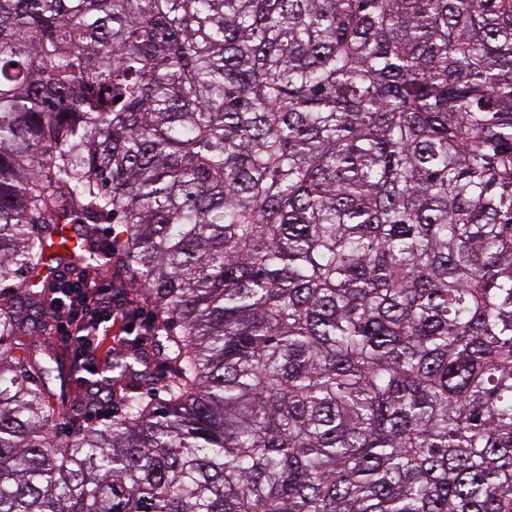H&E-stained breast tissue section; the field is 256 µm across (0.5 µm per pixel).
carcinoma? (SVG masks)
Masks as SVG:
<instances>
[{
    "instance_id": "carcinoma-1",
    "label": "carcinoma",
    "mask_w": 512,
    "mask_h": 512,
    "mask_svg": "<svg viewBox=\"0 0 512 512\" xmlns=\"http://www.w3.org/2000/svg\"><path fill=\"white\" fill-rule=\"evenodd\" d=\"M121 262L90 425L8 341ZM3 282L0 512H512V0H0ZM122 323L119 321L112 326V331L110 333V338L102 345H100L98 348L95 346L93 347V352L96 353L90 360V362H93L95 365L100 366L101 368L108 365L110 362H112V358L114 356L113 353V346L115 345L117 339H123L126 342V352L134 353L137 351H140L141 347L138 344V337L136 336L138 331L135 330L132 335H126L125 333H121L120 338L118 334L122 331ZM112 337V338H111ZM115 337V338H114Z\"/></svg>"
}]
</instances>
